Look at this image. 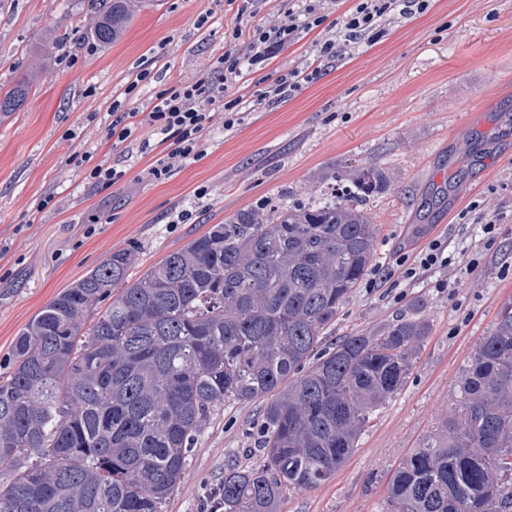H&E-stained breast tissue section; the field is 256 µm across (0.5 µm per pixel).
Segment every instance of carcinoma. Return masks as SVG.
Wrapping results in <instances>:
<instances>
[{
  "instance_id": "cac0c4a2",
  "label": "carcinoma",
  "mask_w": 512,
  "mask_h": 512,
  "mask_svg": "<svg viewBox=\"0 0 512 512\" xmlns=\"http://www.w3.org/2000/svg\"><path fill=\"white\" fill-rule=\"evenodd\" d=\"M150 0H95L119 41ZM32 86L0 90V117ZM319 205L241 209L131 279L133 247L62 289L0 361V512H165L207 419L263 402L262 461L224 466L221 512H280L336 475L406 383L431 326L412 314L321 347L374 261V163ZM458 410L398 464L391 512H512V301L463 371Z\"/></svg>"
}]
</instances>
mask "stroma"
I'll return each instance as SVG.
<instances>
[{
	"label": "stroma",
	"instance_id": "1",
	"mask_svg": "<svg viewBox=\"0 0 512 512\" xmlns=\"http://www.w3.org/2000/svg\"><path fill=\"white\" fill-rule=\"evenodd\" d=\"M236 13L229 0H155L119 42L101 46L85 37L89 0H0V85L44 63L23 109L0 123V351L112 251L137 247V277L240 209L323 203L347 166L379 164L391 187L363 203L378 227L375 265L325 340L376 332L416 309L432 331L335 478L286 491L281 512H388L394 467L456 412L462 371L512 300V0H432L382 41L325 61L323 77L294 97L257 106L232 129L215 125L203 158L153 180L147 169L163 147L151 129L118 144L107 130L154 92L205 72L227 50ZM318 38L301 35L230 91L264 89ZM77 152L85 167L70 164ZM104 159L126 175L98 192L84 173ZM47 195L55 207L37 210ZM184 211L189 220L178 222ZM487 222L498 224L495 238L483 234ZM435 239L454 265L404 281L398 255ZM259 411L228 403L212 414L166 512H202L228 460L260 464Z\"/></svg>",
	"mask_w": 512,
	"mask_h": 512
}]
</instances>
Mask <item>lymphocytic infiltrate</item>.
Masks as SVG:
<instances>
[{"label": "lymphocytic infiltrate", "mask_w": 512, "mask_h": 512, "mask_svg": "<svg viewBox=\"0 0 512 512\" xmlns=\"http://www.w3.org/2000/svg\"><path fill=\"white\" fill-rule=\"evenodd\" d=\"M241 2L239 19L229 30V48L210 66L206 76L156 92L145 107L113 121L108 131L109 137L119 142L134 139L145 127L160 137L167 154L149 168L154 179H163L174 163L202 156L205 137L215 121H222L229 130L240 123L249 104L287 100L320 77V60L337 57L362 41L378 42L395 19L426 12L430 0H355L337 18L332 17L324 0H293L282 10L280 20L270 25L257 21L256 0ZM315 28L325 33L316 45V63L280 74L252 98L229 97V82L245 78L253 66L274 59L285 45Z\"/></svg>", "instance_id": "1"}]
</instances>
